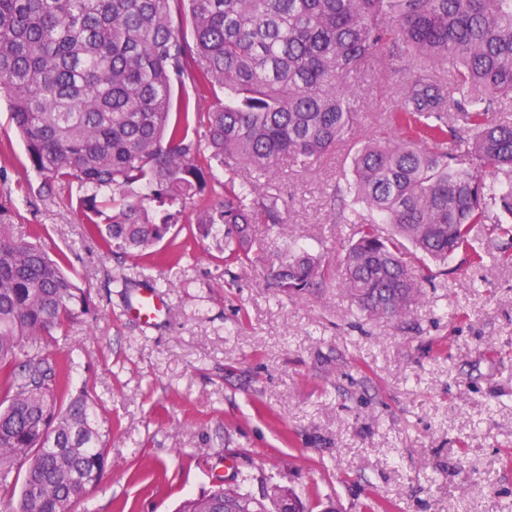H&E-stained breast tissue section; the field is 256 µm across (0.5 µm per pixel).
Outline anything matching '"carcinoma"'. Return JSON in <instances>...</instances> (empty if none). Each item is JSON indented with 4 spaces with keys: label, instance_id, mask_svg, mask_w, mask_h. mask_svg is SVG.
Instances as JSON below:
<instances>
[{
    "label": "carcinoma",
    "instance_id": "1",
    "mask_svg": "<svg viewBox=\"0 0 512 512\" xmlns=\"http://www.w3.org/2000/svg\"><path fill=\"white\" fill-rule=\"evenodd\" d=\"M376 58L397 89L390 133L355 149L336 222L360 225L345 292L368 317L400 320L422 284L399 239L424 260L479 263L475 227L512 233V124L489 116L512 97V0H0V98L46 191L83 190L77 207L110 254L151 252L218 167L224 201L196 224L221 225L224 264H245L252 225L286 226L261 177L351 141L350 79ZM63 263L0 218V512H73L105 468L92 404L41 350L94 310ZM331 275L304 250L271 272L284 295ZM278 499L218 481L177 512Z\"/></svg>",
    "mask_w": 512,
    "mask_h": 512
}]
</instances>
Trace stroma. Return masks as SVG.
Masks as SVG:
<instances>
[{"instance_id":"obj_1","label":"stroma","mask_w":512,"mask_h":512,"mask_svg":"<svg viewBox=\"0 0 512 512\" xmlns=\"http://www.w3.org/2000/svg\"><path fill=\"white\" fill-rule=\"evenodd\" d=\"M352 84L360 142L396 96L371 70ZM348 168L343 148L306 169L281 161L266 180L287 229L254 225L245 266L218 259L219 233L188 239L191 207L168 261L108 257L68 193L42 192L0 101V213L17 233L40 225L94 303L42 341L108 431L77 512H175L219 479L257 497L283 487L304 512H512V236L475 231L478 264L428 266L405 247L425 282L399 322L358 313L334 278L291 296L271 284L288 249L335 261L355 240L333 200ZM146 286L165 305L151 326L127 312Z\"/></svg>"}]
</instances>
